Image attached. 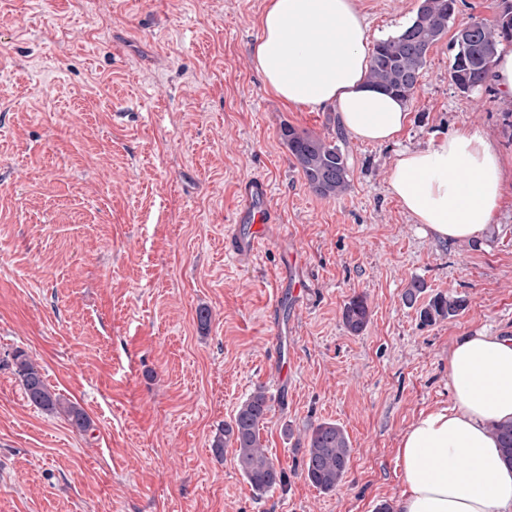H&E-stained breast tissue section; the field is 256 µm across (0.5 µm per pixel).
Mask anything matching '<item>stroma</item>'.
Masks as SVG:
<instances>
[{
	"label": "stroma",
	"mask_w": 512,
	"mask_h": 512,
	"mask_svg": "<svg viewBox=\"0 0 512 512\" xmlns=\"http://www.w3.org/2000/svg\"><path fill=\"white\" fill-rule=\"evenodd\" d=\"M355 3L374 43L419 0ZM265 6L0 0V512H376L403 488L402 435L451 403L456 338L512 334V192L479 246L425 234L389 191L399 150L463 124L512 159V103L451 85L445 38L398 142L337 137L334 108L267 89L251 53ZM286 123L339 138L346 194L309 189ZM251 178L266 181L278 221L254 258H237L224 240ZM285 269L299 285L281 291ZM416 279L465 309L421 324L402 301ZM356 295L370 321L353 335L342 309ZM278 345L288 391L271 398L261 438L287 481L259 494L233 446L219 457L212 441L271 388ZM18 350L84 410L87 430L28 402ZM323 421L352 445L329 493L302 472Z\"/></svg>",
	"instance_id": "1"
}]
</instances>
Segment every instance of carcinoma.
<instances>
[{"instance_id":"obj_1","label":"carcinoma","mask_w":512,"mask_h":512,"mask_svg":"<svg viewBox=\"0 0 512 512\" xmlns=\"http://www.w3.org/2000/svg\"><path fill=\"white\" fill-rule=\"evenodd\" d=\"M455 6L456 0H420L415 15L399 34L374 45L367 72L369 82L409 100L415 85L408 79L422 75L430 49L448 33ZM505 43L512 44V0H501V11L494 23L473 20L455 32L448 64L451 84L464 94L486 85L499 48ZM281 138L313 192L321 197H339L348 190L349 159L337 142L299 131L289 124L281 127ZM464 307V299L437 293L419 309V318L430 325L457 316ZM342 320L351 334L362 333L370 321L367 299L362 295L352 297L344 305ZM14 361L24 394L31 404L48 414L64 413L79 431L88 428L86 413L53 392L40 368L23 352H17ZM270 408L265 390L255 389L239 405L231 422L213 443L218 455L223 454L225 443L234 444L238 470L260 494L286 482L285 472L275 465L260 436ZM493 433L504 461L512 465V421L493 426ZM351 453L348 434L341 425L331 421L317 424L308 434L303 461L305 478L324 493L336 490L346 478Z\"/></svg>"}]
</instances>
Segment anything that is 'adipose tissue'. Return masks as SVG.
<instances>
[{
  "label": "adipose tissue",
  "instance_id": "1",
  "mask_svg": "<svg viewBox=\"0 0 512 512\" xmlns=\"http://www.w3.org/2000/svg\"><path fill=\"white\" fill-rule=\"evenodd\" d=\"M252 47L268 89L292 105L334 106L342 125L366 142L396 140L406 101L367 80L370 57L355 0H269ZM512 184L492 139L460 126L423 150L398 152L392 194L447 241L481 237ZM450 406L420 417L398 448L404 488L395 512H512V467L493 425L512 421V336L479 330L448 355Z\"/></svg>",
  "mask_w": 512,
  "mask_h": 512
}]
</instances>
